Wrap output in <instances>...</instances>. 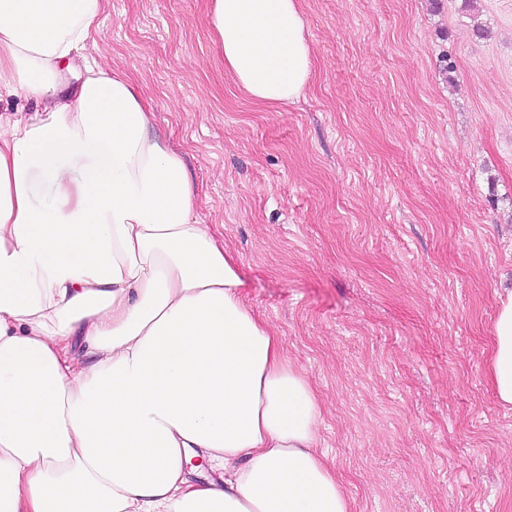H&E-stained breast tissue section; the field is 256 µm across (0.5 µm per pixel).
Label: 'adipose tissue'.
I'll use <instances>...</instances> for the list:
<instances>
[{
    "label": "adipose tissue",
    "mask_w": 512,
    "mask_h": 512,
    "mask_svg": "<svg viewBox=\"0 0 512 512\" xmlns=\"http://www.w3.org/2000/svg\"><path fill=\"white\" fill-rule=\"evenodd\" d=\"M104 2L0 0V92L34 104L0 118V512H353L317 395L196 221L181 154L88 54ZM207 24L251 101L309 83L299 0H210ZM492 338L511 407L512 293Z\"/></svg>",
    "instance_id": "1"
}]
</instances>
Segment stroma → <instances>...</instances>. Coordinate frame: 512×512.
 Returning <instances> with one entry per match:
<instances>
[{"label": "stroma", "instance_id": "1", "mask_svg": "<svg viewBox=\"0 0 512 512\" xmlns=\"http://www.w3.org/2000/svg\"><path fill=\"white\" fill-rule=\"evenodd\" d=\"M300 8L314 73L280 108L225 73L208 0H109L95 39L311 380L355 512H512L486 372L512 289V0Z\"/></svg>", "mask_w": 512, "mask_h": 512}]
</instances>
